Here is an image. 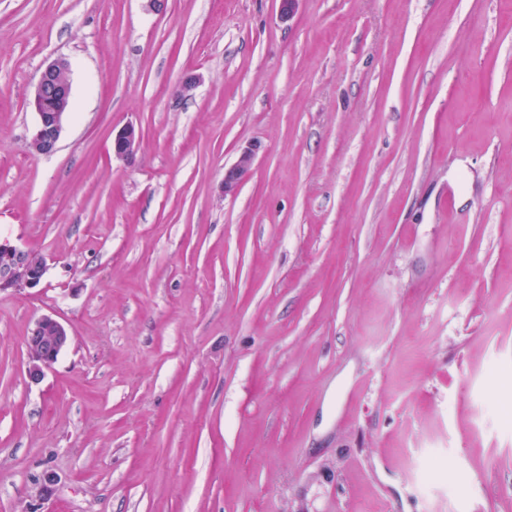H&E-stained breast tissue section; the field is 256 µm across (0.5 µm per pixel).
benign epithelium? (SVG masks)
I'll list each match as a JSON object with an SVG mask.
<instances>
[{
  "label": "benign epithelium",
  "instance_id": "obj_1",
  "mask_svg": "<svg viewBox=\"0 0 512 512\" xmlns=\"http://www.w3.org/2000/svg\"><path fill=\"white\" fill-rule=\"evenodd\" d=\"M68 73V63L55 59L41 73L30 104L38 116L37 126L30 140V148L38 155L56 150L64 129L71 100L70 81L59 78ZM141 134L128 123L112 132V156L127 160L139 148ZM259 145L250 144L241 149L237 161L224 170V195L236 194L245 177L251 172ZM46 271L43 256L31 249H22L7 240H0V292L37 287ZM67 328L52 316L44 315L35 321L25 339L26 374L29 382L39 383L46 370L57 361L69 345Z\"/></svg>",
  "mask_w": 512,
  "mask_h": 512
}]
</instances>
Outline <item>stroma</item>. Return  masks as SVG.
<instances>
[{
    "mask_svg": "<svg viewBox=\"0 0 512 512\" xmlns=\"http://www.w3.org/2000/svg\"><path fill=\"white\" fill-rule=\"evenodd\" d=\"M0 239V512H512V0H0ZM66 74L63 81L60 74ZM71 100L68 63L55 59L41 73L30 104L38 116L37 126L30 140V148L38 155L56 150L64 129ZM141 134L134 124L128 123L112 132V156L128 160L139 148ZM259 145L250 144L241 149L237 161L224 170V194L235 195L245 177L251 172ZM45 271L46 263L40 253L0 240V292L35 288ZM70 340L67 328L54 317L44 315L35 321L25 339L26 374L30 383L38 384L42 380Z\"/></svg>",
    "mask_w": 512,
    "mask_h": 512,
    "instance_id": "1",
    "label": "stroma"
}]
</instances>
